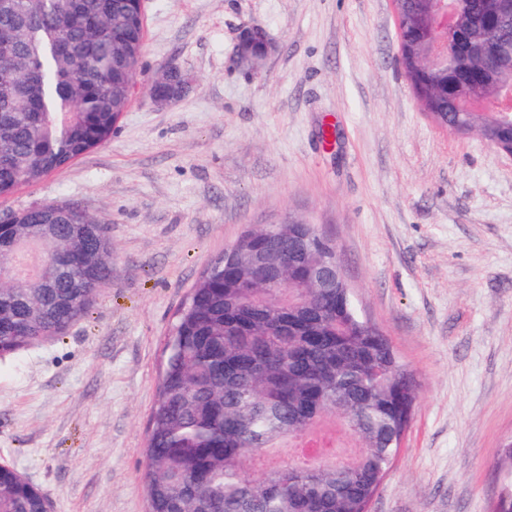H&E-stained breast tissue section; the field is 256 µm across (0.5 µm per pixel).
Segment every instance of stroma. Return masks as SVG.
Returning <instances> with one entry per match:
<instances>
[{
	"instance_id": "stroma-1",
	"label": "stroma",
	"mask_w": 512,
	"mask_h": 512,
	"mask_svg": "<svg viewBox=\"0 0 512 512\" xmlns=\"http://www.w3.org/2000/svg\"><path fill=\"white\" fill-rule=\"evenodd\" d=\"M273 49L236 65L246 26ZM144 53L111 140L0 198L76 201L115 272L63 335L0 356V463L52 512H146L162 340L250 227L299 219L337 246L363 314L417 384L369 512H495L512 475V158L423 110L392 0H144ZM192 85L150 98L169 65Z\"/></svg>"
}]
</instances>
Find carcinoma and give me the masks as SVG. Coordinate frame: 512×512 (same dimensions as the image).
Here are the masks:
<instances>
[{
	"mask_svg": "<svg viewBox=\"0 0 512 512\" xmlns=\"http://www.w3.org/2000/svg\"><path fill=\"white\" fill-rule=\"evenodd\" d=\"M0 29L12 43L0 57V196L39 181L112 138L134 70L129 44L143 45L132 0H12ZM399 44L422 55L436 29L431 0H402ZM470 41L512 43V17L491 22L483 0L458 18ZM481 61L405 74L416 95L450 125L506 138L486 116L455 109L461 93L482 96ZM48 212L17 214L18 232ZM55 232L36 249L91 250L89 266L56 265L42 277L17 274L22 252L0 246V354L58 336L81 319L99 285L112 280V238L78 202L53 205ZM295 224L260 225L285 263ZM224 287L219 257L175 312L163 345L144 448L147 512H367L410 426L413 374L392 342L361 315L349 288L293 282L288 294L256 285ZM50 501L13 467L0 466V512H49Z\"/></svg>",
	"mask_w": 512,
	"mask_h": 512,
	"instance_id": "obj_1",
	"label": "carcinoma"
}]
</instances>
